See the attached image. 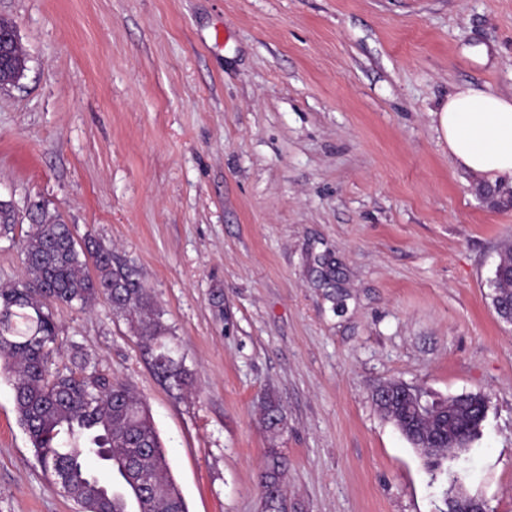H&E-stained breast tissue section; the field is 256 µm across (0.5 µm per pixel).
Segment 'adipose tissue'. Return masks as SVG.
<instances>
[{"label": "adipose tissue", "mask_w": 512, "mask_h": 512, "mask_svg": "<svg viewBox=\"0 0 512 512\" xmlns=\"http://www.w3.org/2000/svg\"><path fill=\"white\" fill-rule=\"evenodd\" d=\"M457 165L476 178H512V97L456 86L430 112Z\"/></svg>", "instance_id": "1"}]
</instances>
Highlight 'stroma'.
I'll return each mask as SVG.
<instances>
[{
	"mask_svg": "<svg viewBox=\"0 0 512 512\" xmlns=\"http://www.w3.org/2000/svg\"><path fill=\"white\" fill-rule=\"evenodd\" d=\"M26 67L0 91V285L25 278L32 203L132 268L190 373L153 374L105 301L51 303L72 344L147 403L189 512H441L372 400L396 379L489 407L466 487L512 512V324L489 281L512 206L459 168L430 109L469 83L512 96V0H0ZM284 409L277 434L266 399ZM0 512H78L0 379ZM285 466L284 457L277 448L266 449L265 468L261 476L263 512H287L280 488V476ZM268 495H265L266 493Z\"/></svg>",
	"mask_w": 512,
	"mask_h": 512,
	"instance_id": "35a3bbf8",
	"label": "stroma"
}]
</instances>
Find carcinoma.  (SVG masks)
<instances>
[{"label":"carcinoma","mask_w":512,"mask_h":512,"mask_svg":"<svg viewBox=\"0 0 512 512\" xmlns=\"http://www.w3.org/2000/svg\"><path fill=\"white\" fill-rule=\"evenodd\" d=\"M0 87L16 85L25 70V55L17 41L0 45ZM29 231L22 240L27 278L0 287V375L14 391L15 411L44 469L80 512H129L125 494L101 491L102 481L88 466L97 459L117 470L143 512H188L171 475V466L149 409L127 385L114 383L90 370L80 346H73L79 374H52L47 362L57 336L48 303L85 306L102 298L126 317L146 349L157 377L178 391L188 384L183 358L170 329L154 306L151 294L131 271L116 263L112 249L89 238L76 242L69 225L61 223L41 203L30 209ZM15 214L0 201V238L14 239ZM492 304L512 299V249L501 251L491 280ZM402 390L411 402L427 405L423 414L403 411L373 396L381 414L433 471L446 475L448 486L468 478L454 463L453 453L468 450L485 419L475 393L428 398L402 381L384 384ZM263 422L275 433L287 417L273 400L266 402ZM285 466L280 450L268 448L261 476L263 512H287L280 488Z\"/></svg>","instance_id":"cac0c4a2"}]
</instances>
